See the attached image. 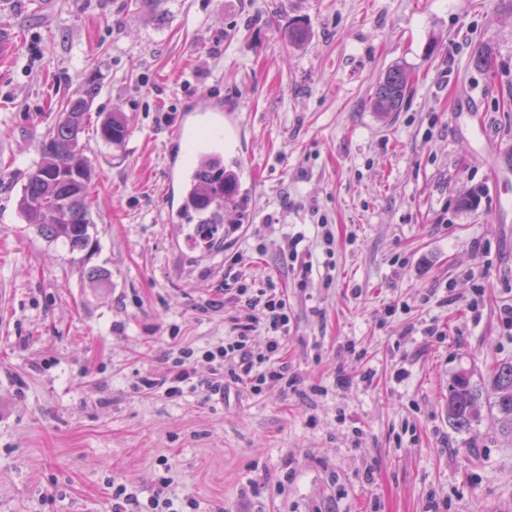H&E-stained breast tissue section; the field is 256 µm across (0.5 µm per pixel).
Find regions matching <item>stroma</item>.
Here are the masks:
<instances>
[{
    "mask_svg": "<svg viewBox=\"0 0 512 512\" xmlns=\"http://www.w3.org/2000/svg\"><path fill=\"white\" fill-rule=\"evenodd\" d=\"M2 27L20 40L0 64V512H112L113 484L147 499L163 458L195 512H512L490 408V369L512 361V171L493 185L512 156V0H0ZM396 65L409 92L381 116L370 98ZM90 79L95 227L73 252L16 198ZM202 95L240 112L255 183L207 244L165 221L179 114ZM113 111L130 132L108 146ZM300 232L306 289L281 260ZM233 271L287 293L299 389L135 392L231 332ZM463 371L484 406L468 433L446 413ZM129 132V121L121 112L108 114L100 123V138L105 143L121 144Z\"/></svg>",
    "mask_w": 512,
    "mask_h": 512,
    "instance_id": "stroma-1",
    "label": "stroma"
}]
</instances>
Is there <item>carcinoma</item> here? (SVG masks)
Masks as SVG:
<instances>
[{"mask_svg":"<svg viewBox=\"0 0 512 512\" xmlns=\"http://www.w3.org/2000/svg\"><path fill=\"white\" fill-rule=\"evenodd\" d=\"M408 78L400 66L390 68L378 82L371 97L373 111L386 115L397 112L407 92ZM99 87L85 83L65 105L66 117L56 120L38 144L39 162L23 184L17 200L24 223L49 242H61L71 250L86 248L91 240L94 221L88 202L92 168L83 141L87 112ZM129 121L121 112L108 114L100 123V138L110 144L123 143ZM228 184L221 173L202 172L193 197L206 200L218 194V184ZM236 200L224 197L209 210H199L195 217L198 232L211 234L224 220V207H234ZM491 380L496 390L493 407L503 433L512 437V361L494 365ZM448 421L459 431H468L479 422L482 405L478 390L467 373L458 374L448 390Z\"/></svg>","mask_w":512,"mask_h":512,"instance_id":"1","label":"carcinoma"}]
</instances>
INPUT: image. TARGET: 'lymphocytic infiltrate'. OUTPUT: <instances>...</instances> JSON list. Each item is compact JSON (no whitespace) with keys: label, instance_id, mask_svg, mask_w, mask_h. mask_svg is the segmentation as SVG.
<instances>
[{"label":"lymphocytic infiltrate","instance_id":"lymphocytic-infiltrate-1","mask_svg":"<svg viewBox=\"0 0 512 512\" xmlns=\"http://www.w3.org/2000/svg\"><path fill=\"white\" fill-rule=\"evenodd\" d=\"M224 297L238 304L243 312L230 336L199 353L191 348L181 349L165 374L141 376L137 391L157 392L176 399L190 389L211 398L223 396L233 385L243 386L258 395L270 383H278L285 389L299 384V376L280 358L290 331L288 303L283 291L272 284L252 288L240 283L225 288ZM256 332L267 336L266 350L258 354L251 348L252 335ZM198 362L208 365V377L196 378L194 365ZM170 485V477H160L154 493L144 503L137 493L117 486L112 492V512H176L175 502L169 495Z\"/></svg>","mask_w":512,"mask_h":512}]
</instances>
